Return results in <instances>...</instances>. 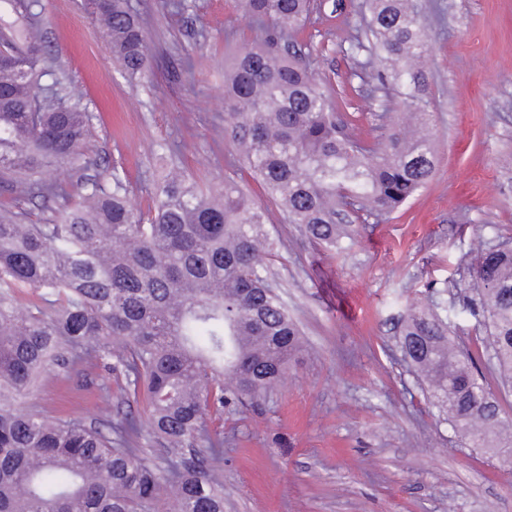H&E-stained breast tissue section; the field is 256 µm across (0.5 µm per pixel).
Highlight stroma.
I'll return each mask as SVG.
<instances>
[{"label": "stroma", "mask_w": 512, "mask_h": 512, "mask_svg": "<svg viewBox=\"0 0 512 512\" xmlns=\"http://www.w3.org/2000/svg\"><path fill=\"white\" fill-rule=\"evenodd\" d=\"M188 2L177 13L168 0H131L155 48L132 85L81 0H42L52 69L94 113L100 165L123 169L136 203L172 165L202 183L235 180L269 209L270 270L303 350L265 398L224 413V512H512V472L427 406L397 343L402 316L429 302L460 346L483 334L469 268L479 245L512 244V0H419L436 171L338 251L313 246L229 166L222 64L262 32L233 0ZM320 3L303 49L336 111L375 140L376 114L399 104L378 85L365 2ZM31 401L96 419L91 393L53 376Z\"/></svg>", "instance_id": "1"}]
</instances>
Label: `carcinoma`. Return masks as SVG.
<instances>
[{"label":"carcinoma","mask_w":512,"mask_h":512,"mask_svg":"<svg viewBox=\"0 0 512 512\" xmlns=\"http://www.w3.org/2000/svg\"><path fill=\"white\" fill-rule=\"evenodd\" d=\"M264 30L224 66L230 165L243 164L290 224L317 246L355 238L350 218L390 214L433 175L428 82L419 60L429 37L416 0H369L368 31L382 89L403 111L380 115L382 139L349 135L323 79L298 48L311 0H235ZM39 0H0V512H224L211 462L224 432L206 415L259 398L286 375L302 331L268 279L275 241L267 211L233 180L216 189L176 168L156 184L153 210L133 202L117 168L93 176L94 115L59 95ZM131 81L154 49L129 0L92 12ZM68 165L77 175L46 174ZM34 205L49 213L32 219ZM472 302L485 335L461 349L429 307L401 320L399 347L426 384L430 407L475 448L512 469V249L478 253ZM496 361L497 388L477 359ZM102 366L144 391L145 419L112 420V386H95L102 428L23 405L46 374L92 385ZM165 452L197 442L209 454L144 455L142 431Z\"/></svg>","instance_id":"cac0c4a2"}]
</instances>
